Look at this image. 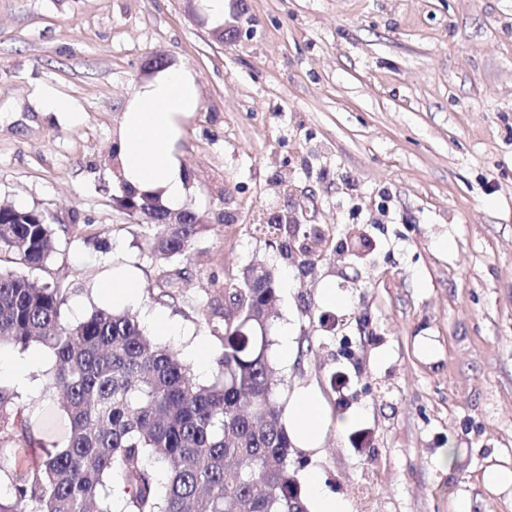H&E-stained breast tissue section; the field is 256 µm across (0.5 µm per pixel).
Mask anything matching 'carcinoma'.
<instances>
[{
    "label": "carcinoma",
    "mask_w": 512,
    "mask_h": 512,
    "mask_svg": "<svg viewBox=\"0 0 512 512\" xmlns=\"http://www.w3.org/2000/svg\"><path fill=\"white\" fill-rule=\"evenodd\" d=\"M114 200L150 226L153 255L189 260L200 230L193 211L167 224L170 211L154 197L123 188ZM53 222L47 211L0 207V256L44 267L56 253ZM67 292L0 269V344L34 342L53 353L45 389L62 392L69 420L66 445H47L0 386V434L41 450L0 497V512H110L112 493L124 512H307L270 356L272 269L246 267L224 282V306L208 307L204 320L223 350L207 384L128 311L97 309L64 322Z\"/></svg>",
    "instance_id": "1"
}]
</instances>
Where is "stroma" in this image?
<instances>
[{"label": "stroma", "instance_id": "1", "mask_svg": "<svg viewBox=\"0 0 512 512\" xmlns=\"http://www.w3.org/2000/svg\"><path fill=\"white\" fill-rule=\"evenodd\" d=\"M242 2L253 35L221 41L194 0H0V205L49 211L58 239L23 275L67 286L76 323L111 308L99 284L120 258L140 273L131 311L180 329L159 344L199 337L217 354L203 303L265 263L270 333L292 334L281 401L311 390L324 406L296 480L315 474L349 512H512V485L483 480L512 470V0ZM157 56L191 69L201 99L182 152L202 228L160 302L162 264L112 200L111 159ZM49 92L80 121L43 111ZM273 211L316 225L320 257L280 253ZM53 365L30 367L17 404L61 446L67 415L42 391Z\"/></svg>", "mask_w": 512, "mask_h": 512}]
</instances>
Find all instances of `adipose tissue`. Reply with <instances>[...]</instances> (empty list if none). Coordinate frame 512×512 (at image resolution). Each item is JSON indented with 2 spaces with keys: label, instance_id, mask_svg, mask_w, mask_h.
I'll return each mask as SVG.
<instances>
[{
  "label": "adipose tissue",
  "instance_id": "adipose-tissue-1",
  "mask_svg": "<svg viewBox=\"0 0 512 512\" xmlns=\"http://www.w3.org/2000/svg\"><path fill=\"white\" fill-rule=\"evenodd\" d=\"M199 108L197 79L188 68L166 67L137 84L116 133L118 181L136 194L158 196L169 210L183 209L190 174L181 142ZM285 424L290 437L303 447L319 444L325 423L316 394L305 390L294 397Z\"/></svg>",
  "mask_w": 512,
  "mask_h": 512
}]
</instances>
